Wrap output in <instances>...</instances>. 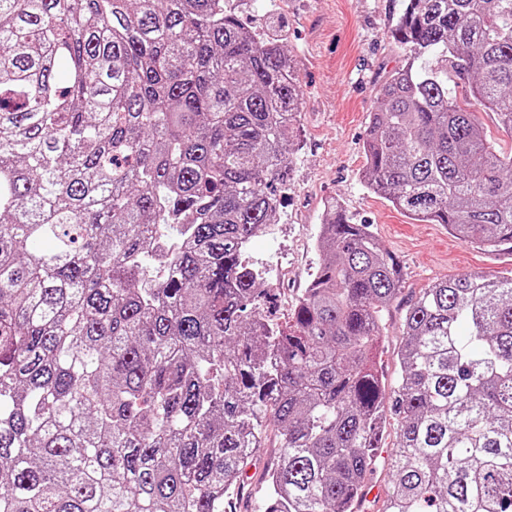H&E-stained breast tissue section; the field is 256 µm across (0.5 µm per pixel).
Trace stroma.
<instances>
[{
	"label": "stroma",
	"instance_id": "1",
	"mask_svg": "<svg viewBox=\"0 0 512 512\" xmlns=\"http://www.w3.org/2000/svg\"><path fill=\"white\" fill-rule=\"evenodd\" d=\"M230 2L247 27L287 37L303 99L300 149L288 197L271 234L251 242L249 259L264 271L287 264V280L272 287L278 316L287 320L320 261L316 236L323 204L340 199L356 223L370 225L381 247L403 268L404 291L377 340L379 363L387 382H394L408 300L442 279L511 270L512 254L460 240L446 225L413 221L370 192L360 179L363 141L378 89L410 56L390 37L401 0H288L284 6L271 5L269 0ZM278 457V441L269 437L247 466L229 505L231 512H260L264 476Z\"/></svg>",
	"mask_w": 512,
	"mask_h": 512
}]
</instances>
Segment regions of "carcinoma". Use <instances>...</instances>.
Instances as JSON below:
<instances>
[{
    "mask_svg": "<svg viewBox=\"0 0 512 512\" xmlns=\"http://www.w3.org/2000/svg\"><path fill=\"white\" fill-rule=\"evenodd\" d=\"M365 187L512 252V0H404ZM301 85L226 0H0V512H224L276 429L263 512H512V270L421 290L343 205L281 324L246 257L277 223ZM483 123L488 139L495 141L504 152H509L512 146V140L498 122V117L494 112L478 113Z\"/></svg>",
    "mask_w": 512,
    "mask_h": 512,
    "instance_id": "obj_1",
    "label": "carcinoma"
}]
</instances>
